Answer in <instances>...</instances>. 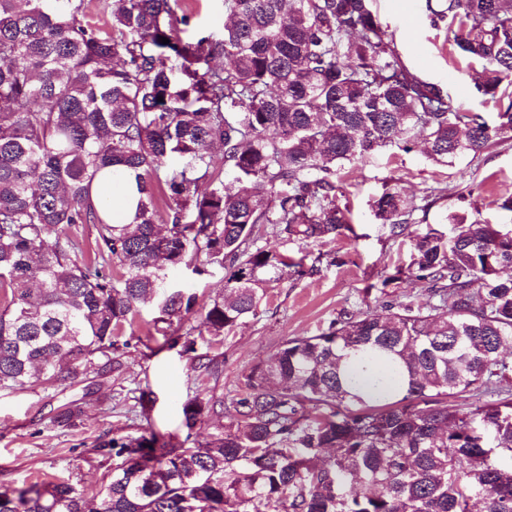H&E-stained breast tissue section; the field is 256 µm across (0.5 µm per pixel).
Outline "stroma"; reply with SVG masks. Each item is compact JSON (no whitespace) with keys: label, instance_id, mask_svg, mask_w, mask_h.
Listing matches in <instances>:
<instances>
[{"label":"stroma","instance_id":"35a3bbf8","mask_svg":"<svg viewBox=\"0 0 512 512\" xmlns=\"http://www.w3.org/2000/svg\"><path fill=\"white\" fill-rule=\"evenodd\" d=\"M372 9L418 75L456 94L464 109L494 117V102L476 91L479 66L454 52L452 33L447 25L432 24L427 0H374ZM395 182L418 198L436 191L438 199L427 212H416L405 236L393 239L375 218L372 204ZM337 184V201L351 210L353 220L351 231L336 240L290 241L258 226L264 246L303 259L307 273L300 276L287 268L266 282L257 316L226 332L223 343L197 344L192 354L168 347V326L148 305L119 339V370L92 373L67 387L46 383L0 391V486L22 489L59 479L93 493L112 470L111 457L96 450L99 442L142 434L175 443L189 435L210 438L233 421L231 401L243 391L245 375L286 340L317 335L346 311L377 316L393 299L425 301L426 282L394 277L411 261L414 235L429 225L446 226L453 211L512 224V212L498 207L500 199L512 196V135L477 158L448 166L435 164L419 143L409 152L384 147L345 166ZM228 275L212 265L200 277L185 268L169 277L196 289L200 303L207 304L224 295ZM212 393L224 397L223 414L187 430L184 403ZM71 402L79 416L68 426L56 423L59 408Z\"/></svg>","mask_w":512,"mask_h":512}]
</instances>
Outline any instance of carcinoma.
<instances>
[{"label":"carcinoma","mask_w":512,"mask_h":512,"mask_svg":"<svg viewBox=\"0 0 512 512\" xmlns=\"http://www.w3.org/2000/svg\"><path fill=\"white\" fill-rule=\"evenodd\" d=\"M370 2L224 0L223 28L185 41L183 0H104L105 27L86 0H0L1 391L119 369L117 339L144 305L177 321L172 347L223 340L256 315L262 276L303 272L258 245L257 225L333 241L351 230L336 202L345 165L421 135L446 166L512 133V0L432 10L481 65L492 125L411 71ZM114 167L135 173L129 224L93 200ZM434 203L394 185L373 207L396 238ZM447 220L416 235L397 269L429 284L425 302L346 312L285 341L245 375L235 423L209 439L104 442L112 473L91 502L48 480L1 487L0 512H512V226ZM73 224L97 225L98 254L119 275L72 256ZM211 263L231 269L229 295L183 333L198 295L168 271ZM356 355L385 360L401 389L351 392L341 363ZM219 407L188 400L185 426Z\"/></svg>","instance_id":"1"}]
</instances>
